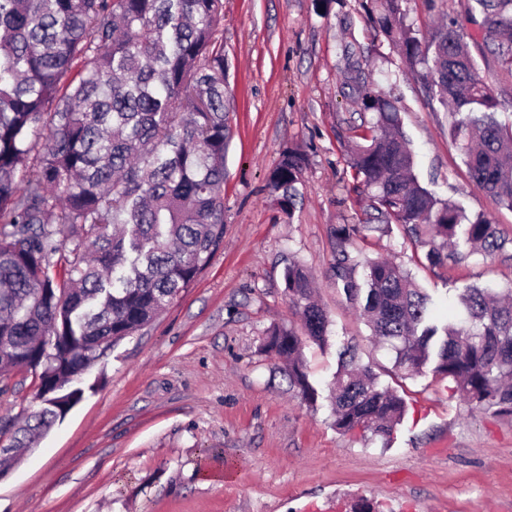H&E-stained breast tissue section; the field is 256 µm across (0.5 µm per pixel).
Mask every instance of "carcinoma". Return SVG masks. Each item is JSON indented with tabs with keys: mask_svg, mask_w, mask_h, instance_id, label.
Instances as JSON below:
<instances>
[{
	"mask_svg": "<svg viewBox=\"0 0 512 512\" xmlns=\"http://www.w3.org/2000/svg\"><path fill=\"white\" fill-rule=\"evenodd\" d=\"M474 2L485 43L512 71V0ZM367 12L449 107V134L472 183L512 209V123L497 119L454 24L423 39L404 0H370ZM223 32L224 0H0V367L36 374L42 403L10 423L11 447H29L80 401L73 383L108 349L101 339L115 345L154 321L223 246ZM358 101L371 119L350 148L352 191L370 199L376 223L336 226V283L398 376L430 367L469 409L512 416V299L472 285L459 296L463 317L440 323L409 269L347 250L358 234L396 224L427 248L434 270L502 255L512 238L419 183L400 110L384 92L364 84ZM306 164L288 147L269 175L274 205L288 217ZM284 281L301 326L273 328L263 350L288 360L289 387L313 405L303 338L325 343L328 317L303 265H288ZM331 390L342 434L361 429L387 441L405 411L351 346L339 353Z\"/></svg>",
	"mask_w": 512,
	"mask_h": 512,
	"instance_id": "cac0c4a2",
	"label": "carcinoma"
}]
</instances>
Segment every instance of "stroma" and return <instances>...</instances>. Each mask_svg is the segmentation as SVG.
Wrapping results in <instances>:
<instances>
[{"label":"stroma","instance_id":"obj_1","mask_svg":"<svg viewBox=\"0 0 512 512\" xmlns=\"http://www.w3.org/2000/svg\"><path fill=\"white\" fill-rule=\"evenodd\" d=\"M474 0H407L420 35L457 18L481 78L512 121V74L467 14ZM355 42L362 80L402 112L414 172L443 199L461 201L512 237V209L470 181L448 138V114L396 50L375 36L367 0H224V59L231 139L224 180V245L165 312L112 348L83 377L87 391L0 478V512H512V417L468 411L451 380L400 379L333 275L334 229L364 220L350 193L349 140L360 109L346 84L344 46ZM308 158L293 216L272 203L268 176L284 148ZM352 250L411 269L436 317L458 320L468 285L512 286V260L468 257L438 279L424 248L399 227L366 231ZM314 274L329 344L306 343L319 398L290 390L280 361L262 351L268 328L293 322L284 270ZM354 344L404 416L390 441L341 434L328 385L338 351ZM32 373L0 375V417L36 411Z\"/></svg>","mask_w":512,"mask_h":512}]
</instances>
